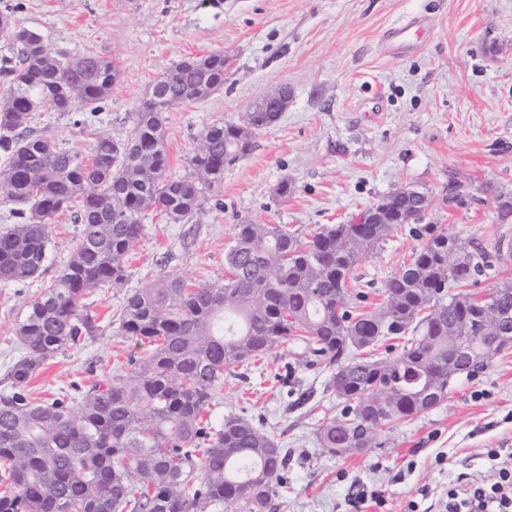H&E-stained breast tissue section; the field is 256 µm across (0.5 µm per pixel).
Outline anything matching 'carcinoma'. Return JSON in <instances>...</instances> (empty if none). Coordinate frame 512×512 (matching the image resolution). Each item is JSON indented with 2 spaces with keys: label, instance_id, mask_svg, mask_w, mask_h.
<instances>
[{
  "label": "carcinoma",
  "instance_id": "obj_1",
  "mask_svg": "<svg viewBox=\"0 0 512 512\" xmlns=\"http://www.w3.org/2000/svg\"><path fill=\"white\" fill-rule=\"evenodd\" d=\"M0 194L18 204L0 230V282H23L46 270L49 226L69 211L80 239L65 270L33 301L18 328L26 353L0 390V512H226L245 503L266 512L282 487L288 456L269 432L229 414L219 429L208 409L224 371L300 339L334 367L330 383L345 402L321 427L322 447L341 457L370 447L376 431L429 411L448 397L453 379L471 375L448 352V322H470L475 359L488 364L508 343L480 330L485 305L471 287L492 260L511 251L500 240L462 242L432 224L409 263L384 284V303L360 311L365 298L350 278L358 261L395 229L417 219L421 199L388 202L383 224H328L301 237L283 224L235 225L224 281L189 288L167 277L127 296L121 330L153 344L128 360L125 375L72 383L47 399L29 384L45 362L93 339L99 325L86 297L124 280L128 256L155 212L179 223L197 214L204 190L224 181V167L248 155L256 132L216 122L201 135L192 173L167 176L165 116L224 88V53L173 63L134 112L129 137L99 132L92 153L37 133L34 112L103 110L120 70L95 53L83 64L53 51L43 37L0 15ZM476 259L448 265V243ZM490 296L512 315V281ZM415 333L389 359L371 352Z\"/></svg>",
  "mask_w": 512,
  "mask_h": 512
}]
</instances>
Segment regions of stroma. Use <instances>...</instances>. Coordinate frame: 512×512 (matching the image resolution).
Instances as JSON below:
<instances>
[{
    "label": "stroma",
    "instance_id": "1",
    "mask_svg": "<svg viewBox=\"0 0 512 512\" xmlns=\"http://www.w3.org/2000/svg\"><path fill=\"white\" fill-rule=\"evenodd\" d=\"M7 11L68 58L94 52L118 63L121 77L93 129L117 141L129 136L146 89L172 63L223 53V90L166 114L171 177L190 172L207 127L243 123L253 103L280 86L293 94L279 120L257 132L253 150L206 190L201 212L178 224L145 218L124 284L87 299L97 336L48 360L30 384L34 396L123 374L129 357L148 356L149 344L121 331L127 295L168 276L223 280L224 255L243 220L304 236L356 221L382 197L410 188L431 202L425 223L465 242L512 241V223H500L495 207L497 194H512V0H0V14ZM415 15L431 20L422 45H392L387 30ZM33 124L63 147L90 151L93 131L70 116L40 111ZM452 178L469 194L453 211L442 201ZM50 235L46 272L0 284V376L23 355L18 326L63 271L79 227L63 212ZM421 243L404 224L359 261L352 277L367 294L363 309L383 302L384 281ZM331 375L298 340L224 374L212 423L229 414L256 420L288 454L267 512H375L353 503L359 488L381 492L384 512H406L411 502L417 512H437L449 488L488 486L512 467V346L478 374L455 379L437 408L381 427L374 447L341 457L328 455L319 436L344 407L328 388ZM493 449L500 458H490Z\"/></svg>",
    "mask_w": 512,
    "mask_h": 512
}]
</instances>
